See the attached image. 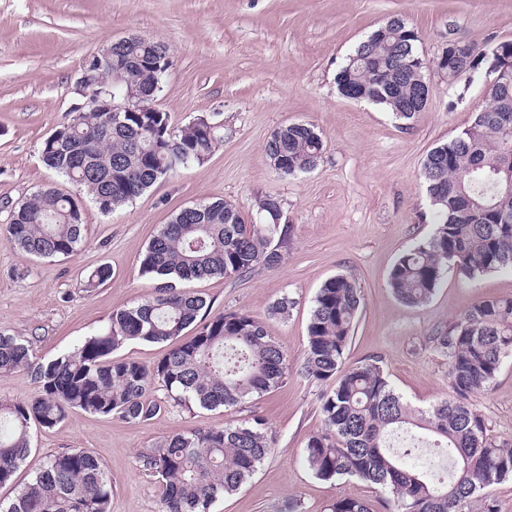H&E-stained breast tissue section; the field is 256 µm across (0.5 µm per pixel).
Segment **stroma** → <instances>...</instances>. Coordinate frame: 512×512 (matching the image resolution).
Returning <instances> with one entry per match:
<instances>
[{"mask_svg":"<svg viewBox=\"0 0 512 512\" xmlns=\"http://www.w3.org/2000/svg\"><path fill=\"white\" fill-rule=\"evenodd\" d=\"M396 14L418 31L429 63L428 105L406 126L382 106L342 97L336 84L347 54ZM130 33L165 43L172 54L157 107L176 126L207 117L221 125L224 140L203 162L104 213L43 164L41 148L72 110L85 60ZM452 39L512 40V0H0V330L30 339L41 360L70 351L102 330L113 310L153 295L156 283L141 276L139 255L176 212L221 199L247 217L270 195L289 228L283 261L239 277L189 281L205 299L207 317L253 316L294 361L320 286L351 276L363 306L346 365L378 358L410 408L429 410L451 393L448 356L435 334L479 300L512 298V271L448 273L417 307L401 303L389 285L400 255L434 231L421 176L427 154L489 103L484 73L451 79L433 67ZM297 122L320 132L323 155L314 170L284 178L265 144L276 128ZM45 187L81 202L84 240L70 256L29 258L6 242L9 204ZM102 265L111 267V278L85 290L88 274ZM283 297L292 303L287 316L271 317ZM326 391L292 368L281 388L228 410L170 406L131 423L71 410L54 428L31 426V456L13 483L0 487V501L14 499L38 464L83 448L112 481L110 512H159L163 485L136 465L139 450L184 429L259 415L273 450L211 512H324L341 496L387 512L377 486L350 477L323 481L309 469L305 448L323 427ZM470 403L490 440L512 444V355Z\"/></svg>","mask_w":512,"mask_h":512,"instance_id":"35a3bbf8","label":"stroma"}]
</instances>
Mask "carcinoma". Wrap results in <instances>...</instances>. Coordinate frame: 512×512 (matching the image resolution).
<instances>
[{
    "instance_id": "obj_1",
    "label": "carcinoma",
    "mask_w": 512,
    "mask_h": 512,
    "mask_svg": "<svg viewBox=\"0 0 512 512\" xmlns=\"http://www.w3.org/2000/svg\"><path fill=\"white\" fill-rule=\"evenodd\" d=\"M419 41L405 19L389 18L354 47L337 73V85L356 87L366 100L408 122L427 68ZM109 60L113 66L98 72L97 88L109 101L112 91L135 89L133 111L71 112L41 150L43 163L83 188L104 213L203 161L223 142L207 118L174 127L168 113L156 108L159 90L149 65H172L167 45L114 42ZM489 97L486 108L424 161L436 227L429 239L399 257L389 276L407 306L429 301L450 271L474 278L512 269L507 174L512 124L498 123L502 111L512 109V82L491 85ZM265 152L278 174L295 177L317 166L323 142L313 126L292 123L272 134ZM269 204L268 196L258 202V224L243 223L222 200L179 210L142 254V275L159 281L153 296L112 311L104 330L69 352L38 361L29 341L0 331V376L23 369L36 384L26 400L0 399V486L12 482L29 457L31 424L53 428L71 409L146 421L167 405L230 409L283 385L288 353L262 322L241 312L207 320L206 300L179 287L185 280L240 276L280 264L287 228L275 223ZM84 230L78 202L42 188L14 206L7 242L30 257H68L83 242ZM360 305L361 291L346 275L327 279L316 293L299 371L334 385L321 399L324 428L308 438L306 461L321 480L351 476L381 487L392 496L389 512H463L476 492L512 477V448L488 441L469 402L490 386L502 358L512 354V298L476 302L435 337L448 353L453 397L419 414L396 393L379 361L341 370ZM191 326L196 334L152 365L112 358L131 341L164 343ZM156 387L165 391L164 398L153 397ZM413 427L443 439L435 447L447 449V482L436 483L430 473L406 465L387 444L392 433ZM271 451L265 421L256 416L174 433L159 447L138 451L135 459L165 486L160 512H210L212 503L237 491ZM111 497L112 484L99 460L73 449L41 464L15 499L0 503V512H109ZM330 512H371V507L344 496Z\"/></svg>"
}]
</instances>
